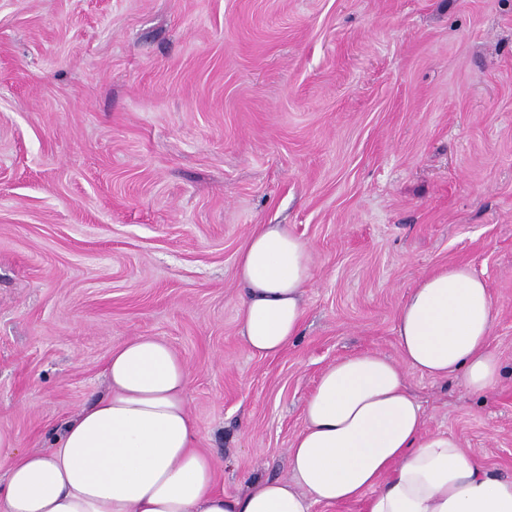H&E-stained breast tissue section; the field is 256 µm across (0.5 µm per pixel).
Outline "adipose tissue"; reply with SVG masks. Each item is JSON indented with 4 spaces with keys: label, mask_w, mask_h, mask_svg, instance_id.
<instances>
[{
    "label": "adipose tissue",
    "mask_w": 512,
    "mask_h": 512,
    "mask_svg": "<svg viewBox=\"0 0 512 512\" xmlns=\"http://www.w3.org/2000/svg\"><path fill=\"white\" fill-rule=\"evenodd\" d=\"M311 276V248L287 225L253 232L237 262L249 351L275 355L299 336ZM494 322L488 288L469 267L422 277L396 317L400 360L367 352L328 366L288 450L291 479L240 493L218 487L213 459L196 447L184 360L158 337H133L108 361V394L68 419L54 447L13 452L0 512H310L351 501L365 512H512V476L426 432L405 375L457 373L475 393L493 386Z\"/></svg>",
    "instance_id": "ef3b65f1"
}]
</instances>
